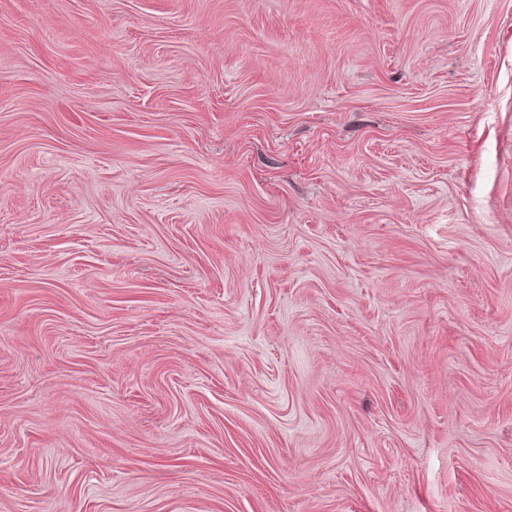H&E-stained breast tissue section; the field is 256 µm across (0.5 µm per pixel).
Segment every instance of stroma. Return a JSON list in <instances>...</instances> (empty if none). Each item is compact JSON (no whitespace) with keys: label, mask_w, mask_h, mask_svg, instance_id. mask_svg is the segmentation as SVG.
<instances>
[{"label":"stroma","mask_w":512,"mask_h":512,"mask_svg":"<svg viewBox=\"0 0 512 512\" xmlns=\"http://www.w3.org/2000/svg\"><path fill=\"white\" fill-rule=\"evenodd\" d=\"M0 512H512V0H0Z\"/></svg>","instance_id":"1"}]
</instances>
